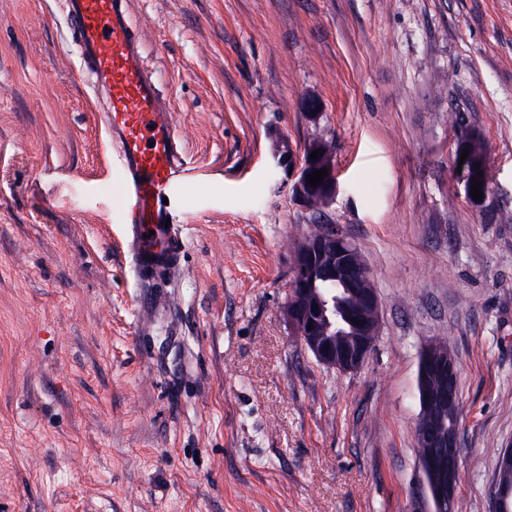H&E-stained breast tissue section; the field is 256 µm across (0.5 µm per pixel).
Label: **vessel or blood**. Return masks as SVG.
Instances as JSON below:
<instances>
[{
    "instance_id": "vessel-or-blood-1",
    "label": "vessel or blood",
    "mask_w": 512,
    "mask_h": 512,
    "mask_svg": "<svg viewBox=\"0 0 512 512\" xmlns=\"http://www.w3.org/2000/svg\"><path fill=\"white\" fill-rule=\"evenodd\" d=\"M127 0H69L70 42L118 161L124 252L140 282L156 284L181 261L184 240L167 205L193 170L158 75L140 63Z\"/></svg>"
}]
</instances>
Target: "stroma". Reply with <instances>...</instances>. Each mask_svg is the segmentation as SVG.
Instances as JSON below:
<instances>
[{
	"label": "stroma",
	"mask_w": 512,
	"mask_h": 512,
	"mask_svg": "<svg viewBox=\"0 0 512 512\" xmlns=\"http://www.w3.org/2000/svg\"><path fill=\"white\" fill-rule=\"evenodd\" d=\"M196 168L179 268L121 249L112 148L65 0H0V512H412L420 352L459 368L464 512L512 448V0H129ZM321 103L316 120L305 98ZM486 149L488 197L455 173ZM320 138L306 208L273 156ZM337 224L380 301L357 370L284 304L298 242ZM472 139H474V136L472 135V133L467 134L465 137H463L461 139L462 145L457 153L456 167H457V171H458L459 159L461 157V152H463L465 148H468L469 153L467 155V158H466L464 164L462 165V169H461V173H459V177H460L462 183L464 184L465 192L468 195V197L470 198V200L476 205H481L482 203L485 202V200L487 198V194H488V190H485L487 188V185L485 184V182H487L486 167H484L483 181H482V186H481L485 190L484 192H482V198H481L482 202H479V200L478 201L473 200L474 196H473V193H471V189H472V182H474V181H472V177H475L478 181H480L479 171H476V169L474 168V165H479L478 162L480 159H483L485 161V150L482 151L483 158L480 157L479 155H477L476 153H474L471 150L470 145L468 143V140H472Z\"/></svg>",
	"instance_id": "35a3bbf8"
}]
</instances>
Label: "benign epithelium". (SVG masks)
<instances>
[{"mask_svg":"<svg viewBox=\"0 0 512 512\" xmlns=\"http://www.w3.org/2000/svg\"><path fill=\"white\" fill-rule=\"evenodd\" d=\"M315 150L318 151L315 160L311 159L309 150L296 155L290 149L275 156L277 165L292 171L293 194L305 207L323 204L338 191L328 153L318 145ZM479 160V155L469 152L459 173L470 198L473 197L472 178L479 177L474 168ZM319 169L327 170L323 183L308 184L307 176ZM318 274L334 276L356 292L357 305L347 316L353 334L349 336V344L339 352L336 341L319 331L320 319L328 317L335 300L327 295L314 296L312 288ZM284 312L292 333L320 364L330 369L353 371L372 352L380 325L379 299L357 248L339 225L319 224L315 233L299 243L294 251ZM418 398L420 414L415 432L419 447L427 452L419 457L424 483L413 512H451L460 478V430L453 425L444 426L443 412L459 407L460 394L458 366L449 350L439 352L430 346L422 350Z\"/></svg>","mask_w":512,"mask_h":512,"instance_id":"7a95c632","label":"benign epithelium"}]
</instances>
